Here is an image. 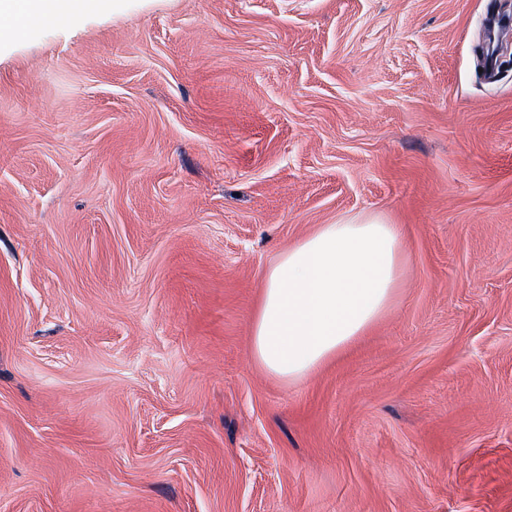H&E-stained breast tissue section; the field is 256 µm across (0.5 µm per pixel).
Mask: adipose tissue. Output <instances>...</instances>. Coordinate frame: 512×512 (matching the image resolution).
I'll use <instances>...</instances> for the list:
<instances>
[{
  "mask_svg": "<svg viewBox=\"0 0 512 512\" xmlns=\"http://www.w3.org/2000/svg\"><path fill=\"white\" fill-rule=\"evenodd\" d=\"M85 0H0V17L62 21ZM403 274L401 231L377 218L319 225L267 269L252 324L255 360L295 381L374 327Z\"/></svg>",
  "mask_w": 512,
  "mask_h": 512,
  "instance_id": "ef3b65f1",
  "label": "adipose tissue"
}]
</instances>
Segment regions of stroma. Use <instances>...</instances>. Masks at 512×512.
I'll list each match as a JSON object with an SVG mask.
<instances>
[{
  "instance_id": "1",
  "label": "stroma",
  "mask_w": 512,
  "mask_h": 512,
  "mask_svg": "<svg viewBox=\"0 0 512 512\" xmlns=\"http://www.w3.org/2000/svg\"><path fill=\"white\" fill-rule=\"evenodd\" d=\"M512 0H104L0 41V512H512ZM401 225L295 382L263 275ZM402 274L397 224L319 225L266 271L252 324L255 360L284 380L307 377L386 315Z\"/></svg>"
}]
</instances>
